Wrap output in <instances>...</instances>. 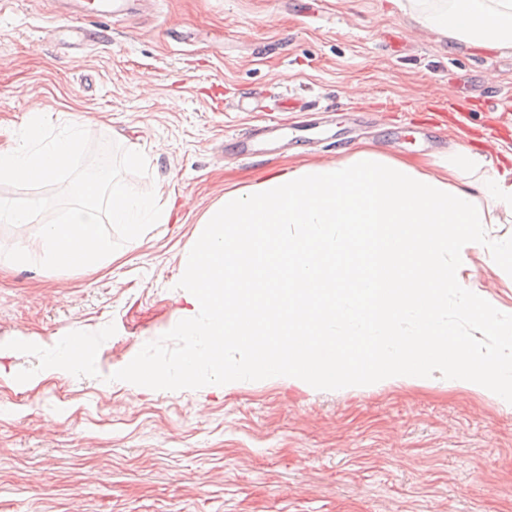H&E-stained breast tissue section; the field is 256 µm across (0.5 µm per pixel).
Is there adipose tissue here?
<instances>
[{"instance_id":"obj_1","label":"adipose tissue","mask_w":512,"mask_h":512,"mask_svg":"<svg viewBox=\"0 0 512 512\" xmlns=\"http://www.w3.org/2000/svg\"><path fill=\"white\" fill-rule=\"evenodd\" d=\"M405 14L443 37L512 48V0H403ZM469 186H459L462 175ZM512 217V177L457 147L447 166L362 148L350 158L291 166L225 191L201 217L182 259L188 349L154 366L157 386L258 367L332 386L404 381L429 370L450 386L512 406V353L482 354L448 324L462 285L449 250L486 247L483 224ZM413 321L412 333L400 325ZM244 364L228 362L235 349Z\"/></svg>"}]
</instances>
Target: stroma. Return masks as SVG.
I'll return each mask as SVG.
<instances>
[{
  "label": "stroma",
  "mask_w": 512,
  "mask_h": 512,
  "mask_svg": "<svg viewBox=\"0 0 512 512\" xmlns=\"http://www.w3.org/2000/svg\"><path fill=\"white\" fill-rule=\"evenodd\" d=\"M0 0V146L39 115L88 120L92 140L142 152L180 220L95 272L0 259V512H512V407L432 372L371 387L228 382L155 386L145 363L187 340L181 262L226 189L369 147L436 170L455 146L512 153V50L444 39L393 0ZM284 93L293 105L276 111ZM323 140L238 153L267 116ZM448 322L478 294L512 323V256L465 250ZM83 331L88 371L44 368Z\"/></svg>",
  "instance_id": "1"
}]
</instances>
